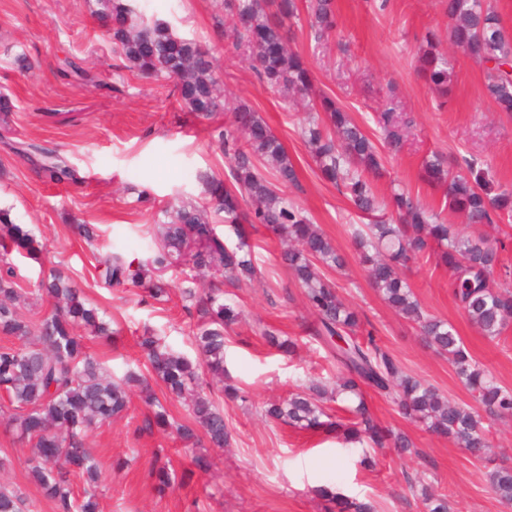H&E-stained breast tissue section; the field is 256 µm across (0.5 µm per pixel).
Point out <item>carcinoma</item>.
I'll list each match as a JSON object with an SVG mask.
<instances>
[{
    "label": "carcinoma",
    "instance_id": "1",
    "mask_svg": "<svg viewBox=\"0 0 512 512\" xmlns=\"http://www.w3.org/2000/svg\"><path fill=\"white\" fill-rule=\"evenodd\" d=\"M95 13L107 23L105 37L123 67L147 77L173 80L184 105L201 122L218 112L229 114L222 127L213 129L230 163L228 179L198 174L208 199L201 204L179 206L164 222L162 241L151 260L134 270L121 253L98 259L105 283L119 287L127 282L146 288L150 297L167 294L162 273L183 266L186 278L195 272L213 271L236 285L258 277L253 252L244 225L261 224L292 247L281 259L304 289L315 321L310 335L336 360L341 372L333 388L312 381L302 390L265 410V416L301 428L333 427L325 403L347 404L352 421L344 426L343 440L363 448H392L402 454L413 447L402 431L381 426L366 406L363 389L371 388L390 398L402 417L419 423L438 436L451 439L474 459L481 460L489 447L495 421L512 417V389L467 352L456 331L447 322L429 314L403 277L409 263L431 255L448 267L450 286L463 311L490 340L500 338L512 322V269L500 257L501 239L483 234H465L441 221L405 191L393 193L384 202L375 195L371 179L383 176L385 167L376 147L360 125L326 98L315 96L312 78L301 55L288 46L286 23L299 18L300 0H221L220 8L232 17L229 32L244 49L250 68L262 87L283 103L293 93L308 99L301 134L309 145L318 170L327 181L345 190L361 214L373 218L356 225L351 237L359 250L373 288L416 325L426 345L448 359L471 393V402L456 403L440 391L405 373L398 361L374 336H360L358 314L346 304L325 270L341 271L346 258L312 224L305 211L288 200L283 188H300L297 169L267 122L248 104L226 103L215 76L216 60L208 49L173 32L169 24L149 18L134 0H95ZM448 38L485 67L487 95L504 112H512V36L500 25L491 0H445ZM310 30L320 43L337 28L333 0H309ZM421 70L436 91L447 89L451 71L448 60L428 52ZM380 125L389 149L397 151L407 136L408 123L391 109L381 113ZM17 155L30 162L55 184L78 181L77 170L54 150L20 142ZM425 181L440 190L443 209L465 215L467 223L492 226L512 234V193L499 190L493 180L474 164L466 171L452 172L444 159L424 161ZM220 216L236 242L216 232L213 217ZM36 256L39 244L30 230L14 223L0 209V261L12 251ZM39 291L52 302V309L33 322L21 317L14 268L0 269V334L14 337L21 345L0 346V406L5 428L22 442L31 444L29 473L57 504V512H98L97 488L101 472L90 449L86 432L97 424L128 410L127 390L136 386L145 392V403L157 407L144 428H173L187 442L203 433L208 442L224 447L231 437L224 414L204 392L203 376L223 392L226 327L236 319L224 303V292L209 288L183 289L186 310L195 318L191 333L199 359L193 360L166 344L150 331L140 337L139 347L155 378L178 397H191L190 419H169L164 407L148 392L147 379L136 371L123 378H107L101 363L88 351L82 325L93 336H111L109 324L97 309L86 305L84 293L58 272L41 281ZM84 478L83 500L71 493V478ZM149 478L159 489L170 487L172 472L156 463ZM491 491L512 503V467L498 466L487 472ZM322 497L334 503L328 512H373L369 503H357L323 488ZM424 512H448L447 498L421 488ZM0 512H26V499L15 489L0 485Z\"/></svg>",
    "mask_w": 512,
    "mask_h": 512
}]
</instances>
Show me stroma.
Here are the masks:
<instances>
[{"mask_svg":"<svg viewBox=\"0 0 512 512\" xmlns=\"http://www.w3.org/2000/svg\"><path fill=\"white\" fill-rule=\"evenodd\" d=\"M147 15L166 21L174 32L210 49L228 102L242 101L266 120L295 164L301 187L288 197L307 212L345 256L346 267L332 273L340 295L367 323L380 345L402 369L457 402L470 394L447 359L418 336L370 286L349 234L361 218L333 184L323 179L299 131L301 115L284 110L254 77L232 38L220 35L215 0H138ZM91 0H0V92L13 109L0 112V208L32 230L43 249L42 262L15 256L16 281L28 303L22 313L37 320L49 311L37 288L50 271H61L83 289L100 318L116 333L90 340L92 352L114 377L145 372L137 346L144 329L188 357H196L190 318L184 311L179 271L167 272L168 300L127 284L107 287L96 262L117 251L127 261L148 262L159 244L157 221L177 201H203L197 175H228L224 154L188 112L174 83L117 68L112 45L102 35ZM340 36L316 44L306 20L292 27V46L312 72L316 93L333 99L370 136L384 140L378 115L392 107L410 129L397 156H384L387 170L373 186L379 199L403 188L425 208L438 209L440 193L423 182L421 167L431 153L471 158L497 186L512 190V113L499 111L484 93L485 69L446 42L448 17L442 0H335ZM442 35L441 49L453 67L447 98H440L420 72L419 48L427 32ZM23 54L31 71L17 69ZM68 57L81 59L96 82L60 75ZM15 142H36L56 150L82 183L67 189L46 181L14 154ZM147 190L140 203L136 193ZM91 225L86 241L76 225ZM257 280L225 286L224 301L240 316L226 334L229 384L239 391L228 399L213 391L231 433L224 448L201 447L208 471L192 469L186 446L175 430L149 431L140 390H132L127 412L93 429L86 445L102 472L100 512H325L317 493L336 487L349 498L373 504L375 512H421V487L446 496L449 512H512L488 489L493 466L512 465V418L496 423L489 460L478 462L450 440L404 420L393 404L365 389L369 409L387 427L407 433L411 453L376 452L372 465L361 451L342 445L336 431L302 429L266 417L269 403L301 390L311 379L335 380L337 365L311 339L314 319L302 288L280 258L279 239L265 229L252 235ZM415 296L435 317L451 324L474 359L505 387L512 388V326L489 340L458 305L448 271L435 259L406 270ZM296 342L293 353L271 346L266 332ZM27 445L0 428V481L22 492L29 512H56L28 473ZM170 462L176 480L158 492L148 477L155 460Z\"/></svg>","mask_w":512,"mask_h":512,"instance_id":"obj_1","label":"stroma"}]
</instances>
